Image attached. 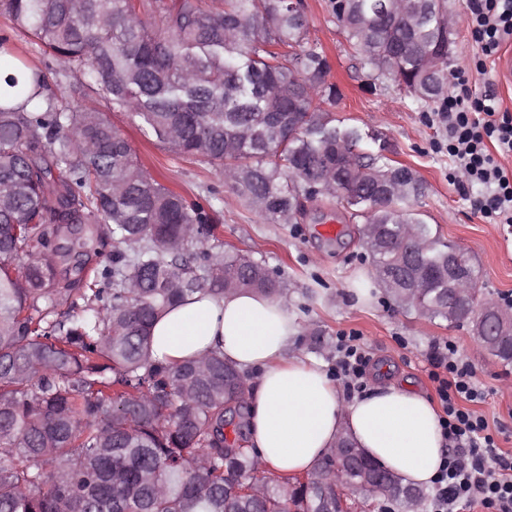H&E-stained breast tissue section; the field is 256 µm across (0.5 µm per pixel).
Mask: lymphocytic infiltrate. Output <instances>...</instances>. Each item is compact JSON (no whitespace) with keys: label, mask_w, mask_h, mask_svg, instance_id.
<instances>
[{"label":"lymphocytic infiltrate","mask_w":512,"mask_h":512,"mask_svg":"<svg viewBox=\"0 0 512 512\" xmlns=\"http://www.w3.org/2000/svg\"><path fill=\"white\" fill-rule=\"evenodd\" d=\"M464 20L479 62H486L512 36V0H466ZM453 80V93L428 121L444 127L448 154L466 184L483 187L476 211L494 223L511 224L512 173L501 160L512 157V113L494 96L474 94L469 69L458 70ZM336 351L333 376L347 389L361 390L369 359L359 336H338ZM427 361L444 410L442 434L451 447L434 488L432 512H466L475 505L485 512H512V456L498 447L486 419L467 408L485 398L476 366L460 359L451 341L434 345Z\"/></svg>","instance_id":"1"}]
</instances>
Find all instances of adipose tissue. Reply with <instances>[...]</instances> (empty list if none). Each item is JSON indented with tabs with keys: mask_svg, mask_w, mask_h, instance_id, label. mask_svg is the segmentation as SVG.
<instances>
[{
	"mask_svg": "<svg viewBox=\"0 0 512 512\" xmlns=\"http://www.w3.org/2000/svg\"><path fill=\"white\" fill-rule=\"evenodd\" d=\"M299 326L286 300L247 289L196 293L153 325L152 356L199 359L213 349L252 379L249 440L264 468L293 476L315 469L340 436L415 487L433 484L445 457L436 404L406 384L345 398L322 364L289 347Z\"/></svg>",
	"mask_w": 512,
	"mask_h": 512,
	"instance_id": "ef3b65f1",
	"label": "adipose tissue"
}]
</instances>
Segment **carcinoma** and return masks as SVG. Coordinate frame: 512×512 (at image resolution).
Listing matches in <instances>:
<instances>
[{
  "label": "carcinoma",
  "instance_id": "carcinoma-1",
  "mask_svg": "<svg viewBox=\"0 0 512 512\" xmlns=\"http://www.w3.org/2000/svg\"><path fill=\"white\" fill-rule=\"evenodd\" d=\"M334 0L333 14L372 81L390 77L444 102L448 36L407 0ZM13 27L57 66L44 72L0 54L16 71L0 90V512H327V499L365 475L391 472L334 453L307 480L261 467L249 448L248 379L213 351L170 365L151 356L159 311L205 290L287 295L280 275L224 248L220 211L156 181L130 142L82 105L96 95L140 122L169 151L216 170L262 220L293 224L299 197L325 199L378 224L391 243L365 247L395 275L407 253L434 273L401 298L409 312L448 318V255L457 247L410 203L425 185L413 170L400 194L376 176L385 147L357 153L358 129L324 105L341 97L327 55L306 46L303 0H4ZM354 170L335 188L309 164ZM108 262L81 276L90 255ZM476 340L512 365V339ZM257 497L240 493L247 483ZM408 505L418 487L397 482Z\"/></svg>",
  "mask_w": 512,
  "mask_h": 512
}]
</instances>
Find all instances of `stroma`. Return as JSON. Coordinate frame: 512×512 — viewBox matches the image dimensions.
<instances>
[{
    "instance_id": "stroma-1",
    "label": "stroma",
    "mask_w": 512,
    "mask_h": 512,
    "mask_svg": "<svg viewBox=\"0 0 512 512\" xmlns=\"http://www.w3.org/2000/svg\"><path fill=\"white\" fill-rule=\"evenodd\" d=\"M305 5L308 39L328 55L332 80L343 94L332 107L336 118L361 131L366 151L385 144L393 164L417 173L426 191L415 203V212L481 266L480 286L489 297L500 301L512 296V225L493 223L475 212L472 203L480 196V188L450 181L446 138L426 120L427 113L437 111V104L411 96L389 80L370 84L331 11L330 0H305ZM445 6L457 26L448 69L473 67L477 47L464 21L465 4L446 0ZM95 106L130 141L153 178L188 200L220 209L218 235L226 246L265 261L281 275L300 325L292 352L333 366L338 334L353 331L370 358L367 387L407 383L433 399L437 393L428 376L427 355L433 343L454 341L461 358L480 367L477 378L487 396L475 404V411L487 420L499 448L512 455V365L495 360L468 328L400 311L384 288H376L371 300L358 301L351 285L373 273L359 241L360 222L338 217L337 235H327L320 216L336 214L337 208L324 200L310 204L298 223L263 221L211 166L147 139L130 113L110 109L100 100Z\"/></svg>"
}]
</instances>
